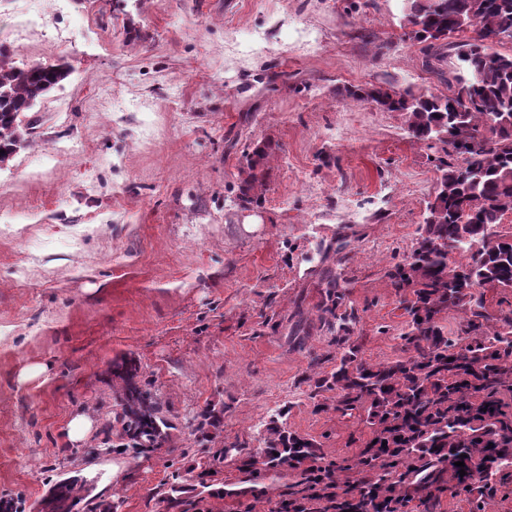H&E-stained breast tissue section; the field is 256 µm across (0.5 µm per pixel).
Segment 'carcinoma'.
Returning <instances> with one entry per match:
<instances>
[{
	"label": "carcinoma",
	"instance_id": "carcinoma-1",
	"mask_svg": "<svg viewBox=\"0 0 512 512\" xmlns=\"http://www.w3.org/2000/svg\"><path fill=\"white\" fill-rule=\"evenodd\" d=\"M403 2L405 35L423 45L426 69L444 75L445 50L456 51L446 90L415 93L388 83L350 87L346 94L402 113L413 138L438 142L442 176L416 247L388 273L393 287L411 296L404 340L412 356L371 365L344 338L336 370L318 380V387L336 392V411L369 424L374 434L360 461L362 479L341 484L334 467L326 476L336 490V512H400L409 492L428 503L447 486L472 497L475 512H484L493 477L512 469V406L498 397V387L512 382V318H501L493 335L461 346L444 335L438 319L461 311L470 315L468 328L478 331L491 316L476 287L512 290V234L499 231L512 212V52L494 50L512 41V0ZM70 74L66 62L17 66L0 44L4 154L25 143L34 129L27 113ZM269 156L270 147L258 145L239 171L248 201L262 186L257 169ZM451 252L459 260L449 261ZM116 421L134 450L157 447L173 429L163 406L132 381ZM270 434L268 468L286 465L305 473L319 467L314 443L284 434L275 420ZM402 459L408 469L398 474L393 467ZM461 460L463 467L456 465ZM88 493L87 485L62 480L36 512H72Z\"/></svg>",
	"mask_w": 512,
	"mask_h": 512
}]
</instances>
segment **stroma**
Listing matches in <instances>:
<instances>
[{
    "label": "stroma",
    "mask_w": 512,
    "mask_h": 512,
    "mask_svg": "<svg viewBox=\"0 0 512 512\" xmlns=\"http://www.w3.org/2000/svg\"><path fill=\"white\" fill-rule=\"evenodd\" d=\"M41 7L32 23L30 0H0L17 65L72 67L0 166V499L34 512L74 477L116 512H168L171 497L175 512H278L302 476L263 465L270 420L325 465H353L371 436L317 382L340 336L371 364L408 357L387 271L440 176L402 113L341 91L443 84L404 34L403 0ZM267 143L263 193L244 202L238 172ZM335 274L347 291L330 315ZM130 377L176 424L141 452L115 421Z\"/></svg>",
    "instance_id": "obj_1"
}]
</instances>
